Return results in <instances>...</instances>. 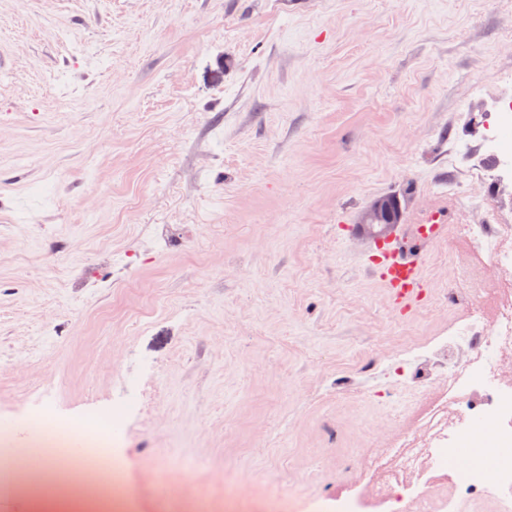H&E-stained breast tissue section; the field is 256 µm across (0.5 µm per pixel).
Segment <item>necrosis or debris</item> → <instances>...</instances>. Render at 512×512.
<instances>
[{
	"label": "necrosis or debris",
	"instance_id": "4bbe7bcc",
	"mask_svg": "<svg viewBox=\"0 0 512 512\" xmlns=\"http://www.w3.org/2000/svg\"><path fill=\"white\" fill-rule=\"evenodd\" d=\"M512 125V88L495 102V121L486 141L497 156L483 171L493 187L512 184V140L502 131ZM455 236L472 258L451 274L458 286L449 303L462 307L459 323L425 342H410L396 352L407 365V386L417 390L432 380L444 388L419 415L413 429L372 464L352 472L351 494L339 499L336 512H446L463 502L470 512H502V494H512V223H457ZM470 354L456 362L457 345ZM493 433L498 449L490 469L459 465L463 436ZM498 493L486 495L485 485Z\"/></svg>",
	"mask_w": 512,
	"mask_h": 512
}]
</instances>
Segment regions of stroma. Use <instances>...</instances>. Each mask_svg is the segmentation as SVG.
<instances>
[{"label":"stroma","mask_w":512,"mask_h":512,"mask_svg":"<svg viewBox=\"0 0 512 512\" xmlns=\"http://www.w3.org/2000/svg\"><path fill=\"white\" fill-rule=\"evenodd\" d=\"M0 58V428L123 408L126 512H336L413 425L394 354L460 317L469 254L429 240L407 302L355 225L482 192L512 0H0ZM484 194L461 219L512 212ZM400 212L401 202L397 197L381 196L373 200L363 210L360 224L366 233L381 241L391 227L398 223Z\"/></svg>","instance_id":"1"}]
</instances>
